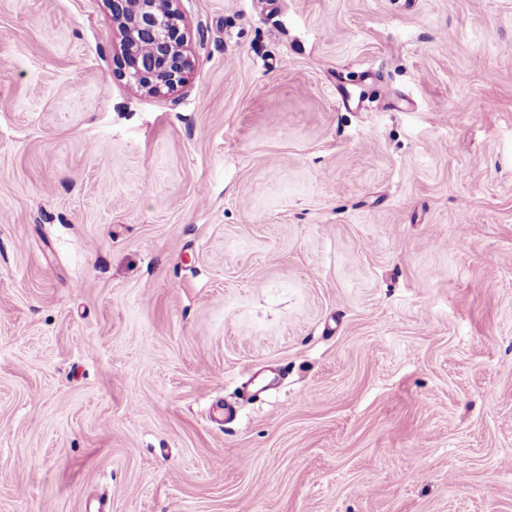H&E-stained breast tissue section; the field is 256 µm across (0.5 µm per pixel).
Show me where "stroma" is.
Masks as SVG:
<instances>
[{"label": "stroma", "instance_id": "1", "mask_svg": "<svg viewBox=\"0 0 512 512\" xmlns=\"http://www.w3.org/2000/svg\"><path fill=\"white\" fill-rule=\"evenodd\" d=\"M180 9L0 0V512H512V0ZM121 34L117 69L129 84L151 93L172 92L191 69L187 45L179 33L181 0H106ZM142 39L149 52L132 45Z\"/></svg>", "mask_w": 512, "mask_h": 512}]
</instances>
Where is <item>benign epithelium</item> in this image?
Wrapping results in <instances>:
<instances>
[{
  "instance_id": "7a95c632",
  "label": "benign epithelium",
  "mask_w": 512,
  "mask_h": 512,
  "mask_svg": "<svg viewBox=\"0 0 512 512\" xmlns=\"http://www.w3.org/2000/svg\"><path fill=\"white\" fill-rule=\"evenodd\" d=\"M181 0H107L121 34L117 69L128 83L151 93L172 92L191 69L187 45L179 33ZM151 45L139 52L133 42Z\"/></svg>"
}]
</instances>
